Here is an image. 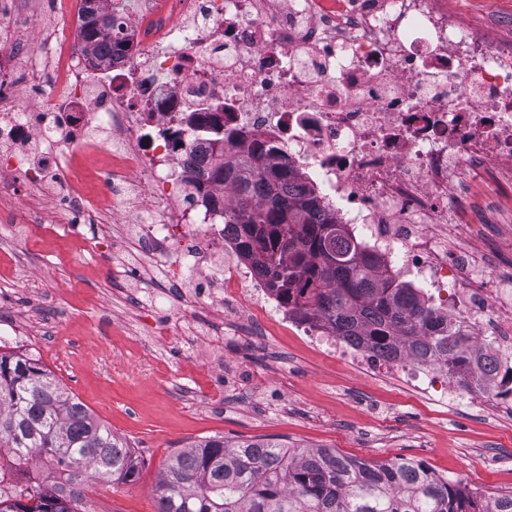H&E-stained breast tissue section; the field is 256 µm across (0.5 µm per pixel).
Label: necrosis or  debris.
Segmentation results:
<instances>
[{
  "mask_svg": "<svg viewBox=\"0 0 512 512\" xmlns=\"http://www.w3.org/2000/svg\"><path fill=\"white\" fill-rule=\"evenodd\" d=\"M112 53L96 58L79 23L49 34L27 75L26 93L6 82L18 49L0 28V176L29 165V144L49 153L72 226L102 201L125 202L136 182L147 203L130 230L167 284L190 308L261 312L313 347L360 368L400 371L425 395L452 393L443 365L390 360L300 316L240 262L224 209L226 185L207 186L195 223L162 194L190 191L210 164L204 132L213 117L235 130V153L261 143L298 190H315L346 234L397 282L446 306L474 337L473 394L496 403L512 370V290L492 285L469 249L438 245L433 224L455 227L452 196L464 172L495 167L512 180V49L472 32L445 0H134L118 15ZM96 129L121 151L103 171L104 189L79 193V153L99 150ZM205 265L210 285L187 286V263Z\"/></svg>",
  "mask_w": 512,
  "mask_h": 512,
  "instance_id": "1",
  "label": "necrosis or debris"
}]
</instances>
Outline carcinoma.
Returning a JSON list of instances; mask_svg holds the SVG:
<instances>
[{"instance_id":"carcinoma-1","label":"carcinoma","mask_w":512,"mask_h":512,"mask_svg":"<svg viewBox=\"0 0 512 512\" xmlns=\"http://www.w3.org/2000/svg\"><path fill=\"white\" fill-rule=\"evenodd\" d=\"M112 29L109 0H83L84 39L110 48ZM212 131L207 178L233 188L224 223L236 226L242 258L269 291L338 336L394 357L441 362L459 386H471L473 352L457 324L345 240L344 225L320 216L318 197L298 193L263 149L228 160L224 126ZM137 477L128 443L37 359L0 353V512H89L90 483ZM155 512H512V494L480 501L410 459L372 462L331 448L214 436L171 457Z\"/></svg>"}]
</instances>
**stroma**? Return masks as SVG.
<instances>
[{"mask_svg":"<svg viewBox=\"0 0 512 512\" xmlns=\"http://www.w3.org/2000/svg\"><path fill=\"white\" fill-rule=\"evenodd\" d=\"M56 0H29L23 30L31 51L61 25ZM479 31L512 39V0H447ZM0 195V329L21 321L28 350L101 422L131 446L135 482L88 495L92 512H155V486L169 459L189 443L219 435L235 442L273 437L298 447H329L361 459L422 463L450 483L486 495L512 493V399L486 412L466 390L436 401L393 376L328 356L262 317L247 326L207 307L181 322L182 297L166 289L150 301L137 283L108 279L74 237L51 229L58 187L23 176ZM459 210L474 226L475 259L500 281L512 279V252L498 225L483 223L512 185L490 168L462 179ZM32 220V239L13 245L16 217ZM170 324L166 340L151 334Z\"/></svg>","mask_w":512,"mask_h":512,"instance_id":"obj_1","label":"stroma"}]
</instances>
